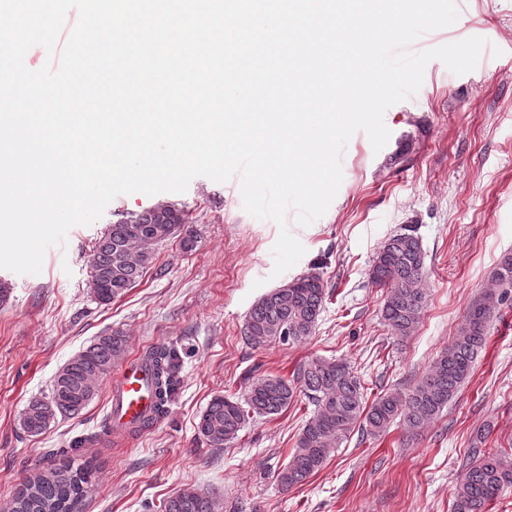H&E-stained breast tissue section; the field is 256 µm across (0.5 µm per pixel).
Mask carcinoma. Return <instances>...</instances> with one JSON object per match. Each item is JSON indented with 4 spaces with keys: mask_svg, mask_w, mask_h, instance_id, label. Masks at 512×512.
I'll return each mask as SVG.
<instances>
[{
    "mask_svg": "<svg viewBox=\"0 0 512 512\" xmlns=\"http://www.w3.org/2000/svg\"><path fill=\"white\" fill-rule=\"evenodd\" d=\"M181 236L185 250L194 247L185 210L159 201L151 207L108 225L95 242L90 259L89 286L94 299L107 305L139 282L152 266L158 246ZM426 253L420 238L404 228L389 237L376 254L368 278L387 289L382 316L392 337L403 342L421 322L427 305ZM512 293V254L504 255L491 287L468 309L448 346L410 386L393 387L370 400L351 365L335 358L316 357L301 364L292 379L267 375L253 380L243 399L213 396L199 416L197 430L212 448L238 439L253 417H275L297 397L314 406L291 456L277 474L284 490L306 482L317 473L344 441L357 432L380 437L398 422L416 436L448 407L472 378L475 361L485 349L488 323L501 302ZM327 284L316 271L284 281L259 297L245 323V338L254 347L273 342L303 343L324 310ZM127 352V338L119 332L103 334L72 356L55 373L50 395L32 398L21 414V426L32 434L46 430L57 417L75 418L98 395L105 377ZM158 403L150 427L163 418L177 386L176 354L160 349L145 356ZM92 462L72 458L26 477L12 497V512H81L80 506L93 486ZM512 487V453L469 449L456 484L453 512H484L486 503ZM164 512H215V503L193 487L170 497Z\"/></svg>",
    "mask_w": 512,
    "mask_h": 512,
    "instance_id": "1",
    "label": "carcinoma"
}]
</instances>
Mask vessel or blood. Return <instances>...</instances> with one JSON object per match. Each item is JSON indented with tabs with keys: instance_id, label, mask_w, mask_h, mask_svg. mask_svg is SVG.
Wrapping results in <instances>:
<instances>
[{
	"instance_id": "1",
	"label": "vessel or blood",
	"mask_w": 512,
	"mask_h": 512,
	"mask_svg": "<svg viewBox=\"0 0 512 512\" xmlns=\"http://www.w3.org/2000/svg\"><path fill=\"white\" fill-rule=\"evenodd\" d=\"M147 372L142 355H135L113 378L109 392L110 422L114 431L124 432L153 411V401L145 390Z\"/></svg>"
}]
</instances>
